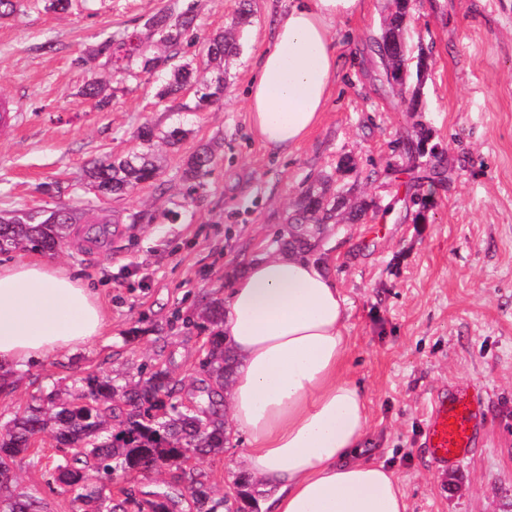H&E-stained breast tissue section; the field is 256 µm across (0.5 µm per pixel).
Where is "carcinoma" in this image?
Here are the masks:
<instances>
[{"label":"carcinoma","mask_w":512,"mask_h":512,"mask_svg":"<svg viewBox=\"0 0 512 512\" xmlns=\"http://www.w3.org/2000/svg\"><path fill=\"white\" fill-rule=\"evenodd\" d=\"M412 10V0H392V7L375 41L379 51L391 57L385 71L387 82L400 87L412 107H418L422 76L431 70V63L418 61L416 84H411L407 45L404 32ZM196 5L191 3L178 13L158 11L144 18L143 26L161 47V53L148 56L136 53L125 40L105 39L83 51L76 63L105 55L116 57L119 69L134 68L150 73L161 66L171 67V79L157 93L164 99L176 100L191 78L193 70L187 64L176 63L178 50L186 35L193 30ZM252 24L250 0H239L234 29L242 32ZM241 43L232 33H218L203 47L208 62H222L240 53ZM105 87L90 77L80 95L101 106L110 103ZM196 107L210 104L213 97L224 94V78L217 76L198 90ZM214 153L207 145L192 153L183 170V178L201 182L211 174ZM157 168L148 151L126 157L106 155L94 161L86 170L91 184L106 189L111 195H123L138 185L153 180ZM83 213L59 208H20L0 211V253L19 248L49 252L66 244L73 225L82 223ZM336 200L322 190H306L287 213L285 224H334ZM281 244L303 256L315 255L316 245L288 240V230L280 235ZM224 302L215 299L205 308L202 319L215 326L203 348L200 366L208 377L204 402H184L176 395V384L166 369L158 368L133 388L119 385L109 376L88 374L79 381L76 393L66 398L48 396L51 410L31 406L0 428V488L12 480L11 464L20 454L28 452L33 440L49 434L57 447L68 450L60 459L46 463L52 479L66 487L77 512H119L128 506L136 512H173L174 500L165 492L153 493V498L136 500L126 494L120 504L102 497L100 490L86 483V471L104 479L131 471H152L157 464L192 455L224 452L225 423L219 417L224 402V384L233 372L234 358L224 347L220 326L223 323ZM190 483L197 512H221L224 499L212 497L205 484L193 472H183ZM0 512H41V501L34 496L0 497Z\"/></svg>","instance_id":"cac0c4a2"}]
</instances>
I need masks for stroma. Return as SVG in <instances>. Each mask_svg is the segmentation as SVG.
<instances>
[{
	"mask_svg": "<svg viewBox=\"0 0 512 512\" xmlns=\"http://www.w3.org/2000/svg\"><path fill=\"white\" fill-rule=\"evenodd\" d=\"M289 0H253L255 22L239 56L222 68L224 99L197 112L194 90L179 103L157 100L168 70L126 78L96 58L76 65L80 50L107 36L138 34L141 18L195 4L198 28L180 58L196 62L205 40L229 26L238 0H20L0 18V95L17 104L0 130V209L71 206L87 221L112 220V236L94 243L85 224L51 260L99 296L105 326L72 352L14 369L0 392V424L67 393L99 371L123 381L168 368L183 387L199 385L205 330L196 320L213 298H226L249 261L277 251L284 217L310 186L333 177L375 199L370 220L333 224L322 250L346 299L351 353L346 373L368 399L369 426L356 458L382 463L402 480L408 512H512V0H418L408 21L410 57L433 60L418 110L386 81L373 40L387 0H367L364 13L335 23L338 69L327 109L301 147L267 151L248 122L245 89L256 55ZM106 81L109 107L79 91L90 73ZM154 128L153 182L129 195L95 197L86 171L102 156L140 152L138 127ZM429 128L442 151L417 168L395 149L405 135ZM187 130L177 146L169 129ZM215 150L202 184L183 178L198 145ZM355 169L335 177L341 157ZM440 171L443 181L427 177ZM431 204L417 213L413 193ZM138 222H131V215ZM468 391L482 411V431L468 458L442 472L422 443L425 412L441 389ZM245 441L194 459L195 475L216 496L235 499ZM51 439L19 456L10 495H39L43 512H75L68 493L37 462L54 454ZM103 492L144 498L155 488L181 494L180 512H196L178 471L133 473L98 483Z\"/></svg>",
	"mask_w": 512,
	"mask_h": 512,
	"instance_id": "stroma-1",
	"label": "stroma"
}]
</instances>
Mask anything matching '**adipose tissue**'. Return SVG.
<instances>
[{
  "mask_svg": "<svg viewBox=\"0 0 512 512\" xmlns=\"http://www.w3.org/2000/svg\"><path fill=\"white\" fill-rule=\"evenodd\" d=\"M365 0H292L256 58L250 126L270 151L297 150L322 118L336 74L333 24ZM345 299L324 263L263 254L224 303V344L237 356L226 393L242 467L273 489L270 512H407L399 478L352 457L368 427L363 389L343 373ZM105 323L97 296L54 263L0 264V366L88 343Z\"/></svg>",
  "mask_w": 512,
  "mask_h": 512,
  "instance_id": "1",
  "label": "adipose tissue"
}]
</instances>
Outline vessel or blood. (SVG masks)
<instances>
[{"instance_id":"b4317fda","label":"vessel or blood","mask_w":512,"mask_h":512,"mask_svg":"<svg viewBox=\"0 0 512 512\" xmlns=\"http://www.w3.org/2000/svg\"><path fill=\"white\" fill-rule=\"evenodd\" d=\"M479 424V407L466 392L434 395L425 427V446L434 465L445 471L459 467L476 444Z\"/></svg>"}]
</instances>
